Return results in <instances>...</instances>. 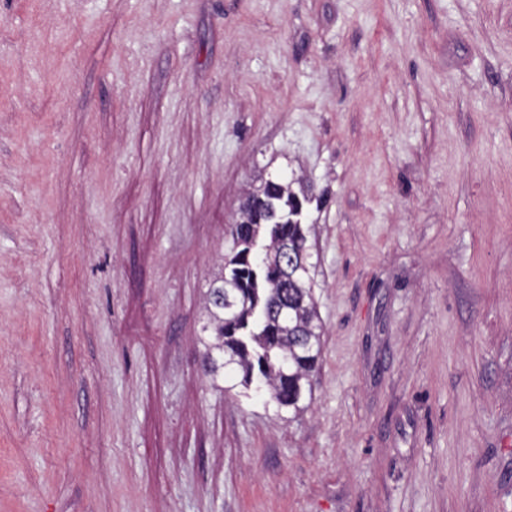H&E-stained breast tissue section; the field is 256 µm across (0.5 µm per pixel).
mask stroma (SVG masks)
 <instances>
[{"instance_id": "35a3bbf8", "label": "stroma", "mask_w": 512, "mask_h": 512, "mask_svg": "<svg viewBox=\"0 0 512 512\" xmlns=\"http://www.w3.org/2000/svg\"><path fill=\"white\" fill-rule=\"evenodd\" d=\"M291 172L297 414L203 367ZM0 512H512V0H0Z\"/></svg>"}]
</instances>
